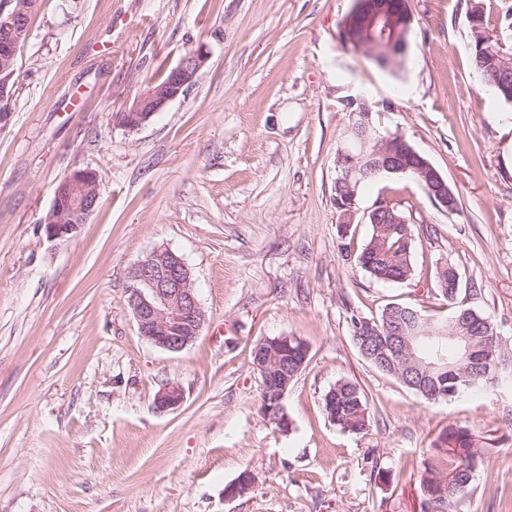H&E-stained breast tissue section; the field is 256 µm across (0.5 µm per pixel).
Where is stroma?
Wrapping results in <instances>:
<instances>
[{
    "label": "stroma",
    "instance_id": "35a3bbf8",
    "mask_svg": "<svg viewBox=\"0 0 512 512\" xmlns=\"http://www.w3.org/2000/svg\"><path fill=\"white\" fill-rule=\"evenodd\" d=\"M408 3L391 70L343 43L354 0H40L0 125V512H422L420 461L455 423L480 459L448 512H512V389L426 402L360 354L346 321L390 302L447 318L433 273L448 263L461 304L512 349V103L476 72L469 24L480 6L512 50V0ZM200 48L185 95L138 131L114 123ZM362 91L459 201L444 213L405 177L360 191L361 209L387 197L413 226L402 283L338 249L342 101ZM86 167L102 177L98 208L48 240L54 186ZM158 247L185 260L206 314L177 354L139 335L126 302L130 269ZM277 336L309 345L286 433L261 411L251 358ZM339 379L366 392L367 432L327 419ZM168 381L184 401L161 413ZM245 470L253 491L225 498Z\"/></svg>",
    "mask_w": 512,
    "mask_h": 512
}]
</instances>
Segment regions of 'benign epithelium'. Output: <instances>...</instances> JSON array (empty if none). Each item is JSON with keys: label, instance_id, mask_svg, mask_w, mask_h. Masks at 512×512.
<instances>
[{"label": "benign epithelium", "instance_id": "benign-epithelium-1", "mask_svg": "<svg viewBox=\"0 0 512 512\" xmlns=\"http://www.w3.org/2000/svg\"><path fill=\"white\" fill-rule=\"evenodd\" d=\"M352 18L356 20V37H346L347 45L357 51L368 49L395 50L394 57L405 55L412 16L408 0H355ZM28 29V16L17 8L8 9V3L0 5V71L13 67L19 51V43ZM207 61L206 51L198 49L184 56L172 68L168 81L158 86L152 84L138 94L132 107L117 117V124L128 132L142 127L167 105L183 95L193 85ZM359 103L358 110L349 114L346 136L336 152V176L348 183L355 181L359 162L368 145H375L381 156L377 171L383 177L405 175L413 172L425 184L427 195L434 205L448 213L456 212L458 202L445 178L431 162L404 138L392 141L391 136L381 134L373 122V106L363 95L352 97ZM360 128L358 152L348 148L349 133ZM68 201L70 224H44L47 239L51 241L73 236L96 209L100 196V179L92 169H77L70 173L61 187ZM358 192L336 200L340 234L345 236L354 224ZM127 306L136 322L138 333L152 345L169 353H179L193 343L205 324V313L187 264L167 248H156L138 260L131 268L126 287ZM366 359L385 368L399 359L409 372L419 368L409 339L391 336L378 344L375 352H363ZM184 400L180 385L174 381L165 383L157 392L154 407L159 412L174 411Z\"/></svg>", "mask_w": 512, "mask_h": 512}]
</instances>
